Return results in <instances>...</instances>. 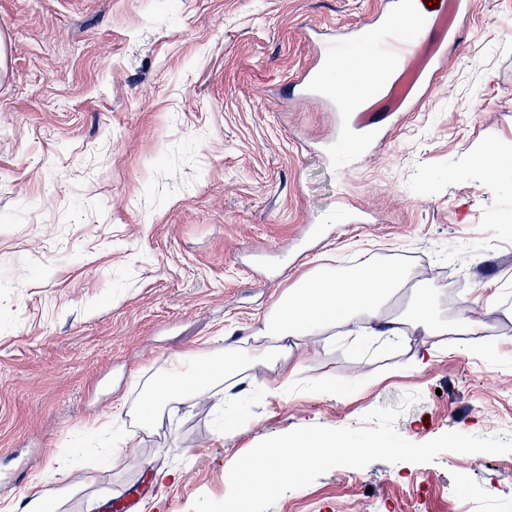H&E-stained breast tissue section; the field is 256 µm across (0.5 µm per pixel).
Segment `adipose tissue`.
<instances>
[{"label": "adipose tissue", "mask_w": 512, "mask_h": 512, "mask_svg": "<svg viewBox=\"0 0 512 512\" xmlns=\"http://www.w3.org/2000/svg\"><path fill=\"white\" fill-rule=\"evenodd\" d=\"M380 76L358 58L332 65L326 83L337 94L363 100L371 97ZM435 294L431 283L411 285L409 273L395 265L362 263L344 272L320 266L273 302L243 350L216 347L204 355L189 352L169 361L139 404V427L160 428L166 404L223 393L259 366L273 371V391L285 392L296 381L303 360L317 354L335 329L353 348L376 336L396 342L412 328L433 338V350L446 346L459 355L477 353V311L495 308V295L483 298L478 307L462 308L451 322L437 312Z\"/></svg>", "instance_id": "adipose-tissue-1"}]
</instances>
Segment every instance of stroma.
Returning <instances> with one entry per match:
<instances>
[{"label": "stroma", "instance_id": "35a3bbf8", "mask_svg": "<svg viewBox=\"0 0 512 512\" xmlns=\"http://www.w3.org/2000/svg\"><path fill=\"white\" fill-rule=\"evenodd\" d=\"M383 0H0V510L80 475L55 512H191L224 499L229 471L263 439L359 427L379 407L414 443L448 431L512 438V188L470 158L512 156V0H472L461 41L414 107L390 91L344 130L331 102L293 94L324 40L346 39ZM388 131L341 167L330 149ZM349 255L430 275L454 318L484 292L491 356L335 343L287 396L250 371L226 392L170 405L161 428L121 414L168 361L240 345L315 266ZM412 365L404 376L396 364ZM360 377L327 398L310 379ZM244 413L245 425L223 435ZM116 423L134 457L113 461ZM98 433H91V426ZM181 471L172 480L171 471ZM484 512L512 506V453L479 466L336 467L268 512H459L464 483ZM503 153L496 145H483L475 155V163L487 173L499 175L502 169Z\"/></svg>", "mask_w": 512, "mask_h": 512}]
</instances>
